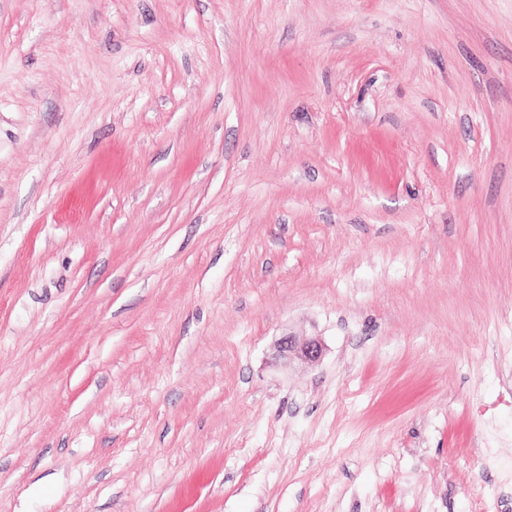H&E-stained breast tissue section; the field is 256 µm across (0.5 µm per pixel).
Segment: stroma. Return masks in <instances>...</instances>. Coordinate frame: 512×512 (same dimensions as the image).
I'll return each mask as SVG.
<instances>
[{"mask_svg": "<svg viewBox=\"0 0 512 512\" xmlns=\"http://www.w3.org/2000/svg\"><path fill=\"white\" fill-rule=\"evenodd\" d=\"M480 498L512 0H0V512ZM277 351L285 363L290 364L294 360L313 363L322 357L323 345L315 337L297 340L293 336H286L279 340Z\"/></svg>", "mask_w": 512, "mask_h": 512, "instance_id": "35a3bbf8", "label": "stroma"}]
</instances>
